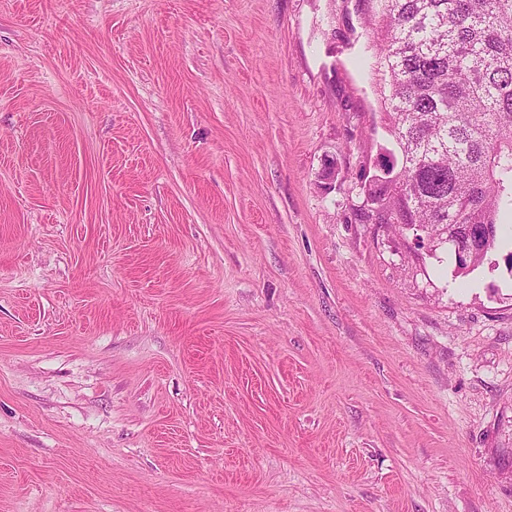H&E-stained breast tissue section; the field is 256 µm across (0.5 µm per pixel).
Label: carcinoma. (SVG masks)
<instances>
[{"instance_id": "carcinoma-1", "label": "carcinoma", "mask_w": 512, "mask_h": 512, "mask_svg": "<svg viewBox=\"0 0 512 512\" xmlns=\"http://www.w3.org/2000/svg\"><path fill=\"white\" fill-rule=\"evenodd\" d=\"M376 21L381 106L395 148L359 176L357 224L463 227L460 273L512 247V0H364Z\"/></svg>"}]
</instances>
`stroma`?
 <instances>
[{
	"mask_svg": "<svg viewBox=\"0 0 512 512\" xmlns=\"http://www.w3.org/2000/svg\"><path fill=\"white\" fill-rule=\"evenodd\" d=\"M361 0H0V512H512V265L354 224Z\"/></svg>",
	"mask_w": 512,
	"mask_h": 512,
	"instance_id": "obj_1",
	"label": "stroma"
}]
</instances>
